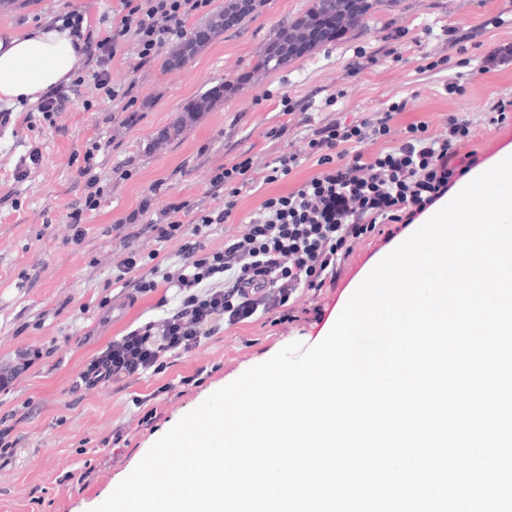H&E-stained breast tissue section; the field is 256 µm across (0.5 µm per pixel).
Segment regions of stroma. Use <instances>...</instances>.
I'll return each mask as SVG.
<instances>
[{
  "label": "stroma",
  "mask_w": 512,
  "mask_h": 512,
  "mask_svg": "<svg viewBox=\"0 0 512 512\" xmlns=\"http://www.w3.org/2000/svg\"><path fill=\"white\" fill-rule=\"evenodd\" d=\"M313 3L265 0L256 15L178 69L167 67L168 51L143 59L130 42H119L107 68L113 84L129 90L121 100L98 89L85 64L59 89L60 109L51 117L29 103L0 102V113L11 114L0 124V364L21 349L41 353L0 392V419L16 440L0 457V512H94L154 442L212 393L292 342H321L331 322L316 321L314 303L343 308L366 272L411 235L406 229L390 243H356L336 287L316 301L300 296L290 319L269 314L237 324L195 352L169 358L162 374L75 392L72 381L90 357L163 314L165 288L131 302L116 284L124 244L113 224L128 225L130 243L149 267L175 254L180 242L157 245L144 224L163 219L172 203H187L177 215L186 224L215 206L212 179L240 154L261 164L284 152L303 156L308 126L350 122L391 99L409 100L396 128L422 122L436 132L448 115L472 118L489 100L512 94V66L473 77L466 64L474 41L512 42V0H380L359 30L277 70L258 69L265 44ZM119 8L120 0H0V30L24 32L77 10L97 31ZM431 20L452 29L453 39L427 34L423 25ZM440 58L445 66L425 69V61ZM356 61L365 65L357 75ZM455 79L464 93L448 92ZM224 82L233 93L201 113L181 139L160 140L186 103ZM333 96L337 105L326 106ZM132 112L138 121L126 124ZM89 152L95 196L80 175ZM317 172L303 156L288 177L244 187L231 219L212 226L209 246L245 234L268 196ZM78 207L80 238L70 220ZM116 428L124 431L119 447L103 446Z\"/></svg>",
  "instance_id": "obj_1"
}]
</instances>
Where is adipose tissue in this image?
I'll return each instance as SVG.
<instances>
[{"label":"adipose tissue","mask_w":512,"mask_h":512,"mask_svg":"<svg viewBox=\"0 0 512 512\" xmlns=\"http://www.w3.org/2000/svg\"><path fill=\"white\" fill-rule=\"evenodd\" d=\"M85 59L83 40L46 21L16 34L0 31V101L33 103L70 82Z\"/></svg>","instance_id":"adipose-tissue-1"}]
</instances>
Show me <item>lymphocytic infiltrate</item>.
Returning <instances> with one entry per match:
<instances>
[{"instance_id":"1","label":"lymphocytic infiltrate","mask_w":512,"mask_h":512,"mask_svg":"<svg viewBox=\"0 0 512 512\" xmlns=\"http://www.w3.org/2000/svg\"><path fill=\"white\" fill-rule=\"evenodd\" d=\"M209 0H121L102 35L86 34L85 48L98 60L112 57L119 40L136 42L140 55L159 52L183 39L193 11ZM407 100L351 123L330 121L311 128L307 155L321 171L285 195L264 200L245 234L210 248L207 229L226 223L237 206L239 184H269L287 177L299 164L295 153H282L272 165L259 167L249 157L218 169L213 185L224 201L197 217L193 225L173 218L149 224L155 242L180 240L173 268L151 267L137 274L140 256L127 249L118 268L135 273L130 286L140 294L166 282L174 302L160 319L113 339L76 374L73 390L95 389L130 377L156 375L168 358L196 351L224 328L292 307L303 293L320 294L335 286L355 243L375 235L383 224L404 230L467 174L474 160L464 148L475 124L491 130L512 120V96L486 105L479 122L448 115L441 132L426 124L408 125L396 136L393 121ZM379 151L365 156L366 143Z\"/></svg>"}]
</instances>
